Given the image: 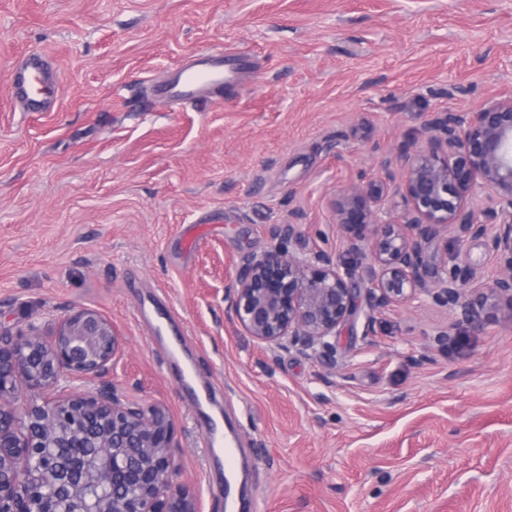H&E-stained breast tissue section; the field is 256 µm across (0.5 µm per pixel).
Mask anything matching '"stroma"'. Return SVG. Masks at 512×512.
Instances as JSON below:
<instances>
[{"label":"stroma","mask_w":512,"mask_h":512,"mask_svg":"<svg viewBox=\"0 0 512 512\" xmlns=\"http://www.w3.org/2000/svg\"><path fill=\"white\" fill-rule=\"evenodd\" d=\"M224 47L258 58L242 85L159 100L170 70ZM31 51L57 74L47 112L9 93ZM493 93L512 94V0H0V328L111 320L123 353L80 387L167 405L201 512H224L221 478L146 301L239 427L256 512H512L511 307L477 328L426 298L359 317L326 369L266 352L226 298L277 224L369 279L336 192ZM428 252L497 272L479 240Z\"/></svg>","instance_id":"1"}]
</instances>
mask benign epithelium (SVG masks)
Listing matches in <instances>:
<instances>
[{
	"instance_id": "obj_1",
	"label": "benign epithelium",
	"mask_w": 512,
	"mask_h": 512,
	"mask_svg": "<svg viewBox=\"0 0 512 512\" xmlns=\"http://www.w3.org/2000/svg\"><path fill=\"white\" fill-rule=\"evenodd\" d=\"M427 126L426 147H398L380 175L338 192L334 224L371 256L372 310L426 297L478 326L502 301L512 307V95L435 112ZM448 230L484 242L497 267L491 282L428 255ZM360 294L354 266L332 252L274 246L241 258L230 301L266 351L294 347L332 367ZM122 350L112 322L88 307L72 309L49 335L34 323L0 334V512H200L176 482L179 445L165 405L73 386L107 372Z\"/></svg>"
}]
</instances>
